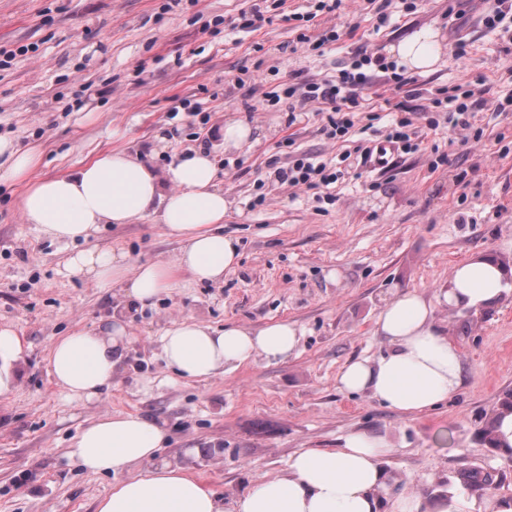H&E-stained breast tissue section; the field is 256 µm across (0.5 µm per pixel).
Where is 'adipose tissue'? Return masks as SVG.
<instances>
[{
    "label": "adipose tissue",
    "mask_w": 512,
    "mask_h": 512,
    "mask_svg": "<svg viewBox=\"0 0 512 512\" xmlns=\"http://www.w3.org/2000/svg\"><path fill=\"white\" fill-rule=\"evenodd\" d=\"M39 162L0 137V182H20L24 217L64 243L88 240L103 224H134L160 216L184 245L174 260L128 267L123 255L80 250L68 269L117 288L112 312L92 331L55 340L49 354L55 384L74 400L98 397L120 373L130 343L127 314L172 292L182 276L217 283L238 258L222 231L228 202L218 188L210 153L197 150L164 169L139 154L110 149L75 170L34 177ZM512 292V261L475 254L457 264L432 296L415 290L396 294L382 307L375 332L388 349L374 359L347 363L337 377L342 391L364 393L406 416H418L452 398L463 382L459 347L440 322L448 308L480 311ZM300 332L277 322L258 329H215L185 320L165 329L159 351L167 368L186 380L212 378L258 357L275 364L294 354ZM26 362L17 333L0 328V395L18 385ZM165 426L138 414L100 417L75 437L70 454L85 470L114 475L112 493L96 512H512V496L478 499L450 493L427 500L417 494L388 498L383 467L396 451L383 436L349 433L339 448L297 453L286 473L266 478L247 493L220 495L191 471L162 457ZM134 465L143 474L124 478Z\"/></svg>",
    "instance_id": "adipose-tissue-1"
}]
</instances>
